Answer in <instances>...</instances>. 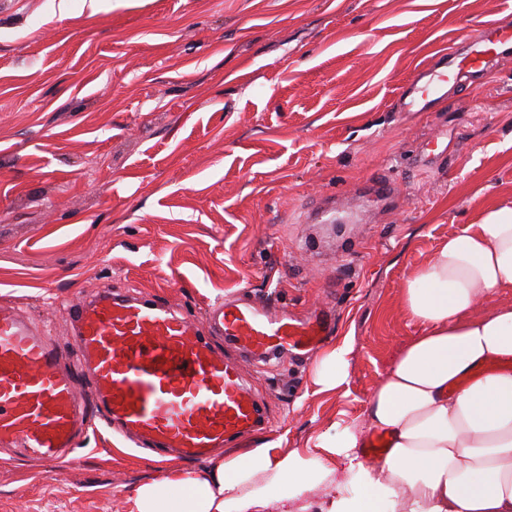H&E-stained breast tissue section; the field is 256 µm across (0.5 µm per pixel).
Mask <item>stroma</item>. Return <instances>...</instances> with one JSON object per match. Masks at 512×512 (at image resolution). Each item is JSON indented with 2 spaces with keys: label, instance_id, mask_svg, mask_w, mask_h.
Here are the masks:
<instances>
[{
  "label": "stroma",
  "instance_id": "1",
  "mask_svg": "<svg viewBox=\"0 0 512 512\" xmlns=\"http://www.w3.org/2000/svg\"><path fill=\"white\" fill-rule=\"evenodd\" d=\"M512 0H0V301L61 347L112 288L170 303L243 370L259 438L312 449L417 325L407 273L512 202V64L429 112L396 98ZM334 313L349 384L211 336L207 304ZM168 462L91 417L59 466L0 454V512H135ZM335 485L259 512H329Z\"/></svg>",
  "mask_w": 512,
  "mask_h": 512
}]
</instances>
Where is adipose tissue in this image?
Instances as JSON below:
<instances>
[{
	"label": "adipose tissue",
	"instance_id": "1",
	"mask_svg": "<svg viewBox=\"0 0 512 512\" xmlns=\"http://www.w3.org/2000/svg\"><path fill=\"white\" fill-rule=\"evenodd\" d=\"M512 203L449 235L411 271L399 294L420 331L398 352L366 404L363 429L343 427L317 443L339 471L268 444L225 458L215 478L168 469L142 484L137 512H161L171 489L185 488L182 512H252L282 489L311 490L356 479L330 512H512ZM350 341L317 356L313 381L348 384ZM386 438L376 462L361 453L364 430Z\"/></svg>",
	"mask_w": 512,
	"mask_h": 512
}]
</instances>
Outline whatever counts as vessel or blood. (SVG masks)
<instances>
[{"mask_svg": "<svg viewBox=\"0 0 512 512\" xmlns=\"http://www.w3.org/2000/svg\"><path fill=\"white\" fill-rule=\"evenodd\" d=\"M512 61V24L491 18L481 39L418 69L400 94V112H428L449 80ZM205 319L254 358L280 348L317 352L333 322L321 310L305 319L246 304L218 302ZM78 355L93 377L94 401L67 368ZM99 409L137 447L204 462L224 443L262 424L238 364L224 358L177 310L105 289L75 314L73 350L57 346L20 310L0 304V446L55 464L75 447L90 409Z\"/></svg>", "mask_w": 512, "mask_h": 512, "instance_id": "vessel-or-blood-1", "label": "vessel or blood"}]
</instances>
